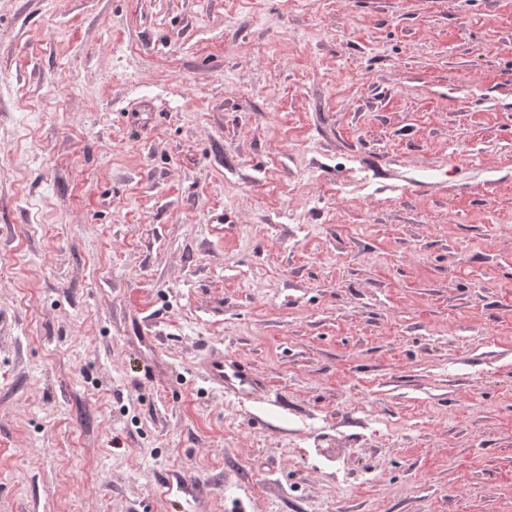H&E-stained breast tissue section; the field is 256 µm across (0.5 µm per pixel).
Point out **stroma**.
Wrapping results in <instances>:
<instances>
[{
  "label": "stroma",
  "instance_id": "obj_1",
  "mask_svg": "<svg viewBox=\"0 0 512 512\" xmlns=\"http://www.w3.org/2000/svg\"><path fill=\"white\" fill-rule=\"evenodd\" d=\"M1 315L0 512H512V0H0ZM202 356L204 377L214 388L241 397H248L256 389V379L245 362L213 350Z\"/></svg>",
  "mask_w": 512,
  "mask_h": 512
}]
</instances>
